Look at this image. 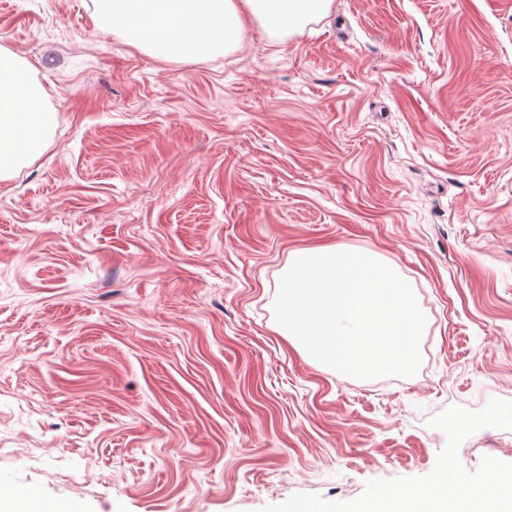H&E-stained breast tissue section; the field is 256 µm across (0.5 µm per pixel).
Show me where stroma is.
Returning a JSON list of instances; mask_svg holds the SVG:
<instances>
[{
    "label": "stroma",
    "instance_id": "obj_1",
    "mask_svg": "<svg viewBox=\"0 0 512 512\" xmlns=\"http://www.w3.org/2000/svg\"><path fill=\"white\" fill-rule=\"evenodd\" d=\"M92 0H0L50 141L0 182V484L57 512H259L431 472L447 409L512 401V0H332L198 61ZM372 252L426 317L356 379L273 316L300 251ZM512 463V430L465 438Z\"/></svg>",
    "mask_w": 512,
    "mask_h": 512
}]
</instances>
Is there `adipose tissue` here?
Returning <instances> with one entry per match:
<instances>
[{
    "mask_svg": "<svg viewBox=\"0 0 512 512\" xmlns=\"http://www.w3.org/2000/svg\"><path fill=\"white\" fill-rule=\"evenodd\" d=\"M95 23L165 61L196 60L238 47L243 22L282 38L328 12L331 0H93ZM52 124L28 66L0 51V182L44 149Z\"/></svg>",
    "mask_w": 512,
    "mask_h": 512,
    "instance_id": "adipose-tissue-1",
    "label": "adipose tissue"
}]
</instances>
